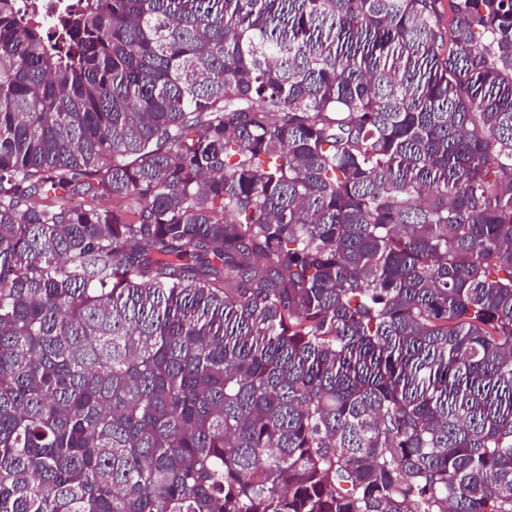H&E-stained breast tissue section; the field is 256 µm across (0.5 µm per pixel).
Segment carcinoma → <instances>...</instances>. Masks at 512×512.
I'll return each instance as SVG.
<instances>
[{
	"mask_svg": "<svg viewBox=\"0 0 512 512\" xmlns=\"http://www.w3.org/2000/svg\"><path fill=\"white\" fill-rule=\"evenodd\" d=\"M442 2L0 0V512H512V0ZM81 4L77 0H16V10L29 18L41 16L44 22L49 21L58 12L74 9Z\"/></svg>",
	"mask_w": 512,
	"mask_h": 512,
	"instance_id": "obj_1",
	"label": "carcinoma"
}]
</instances>
